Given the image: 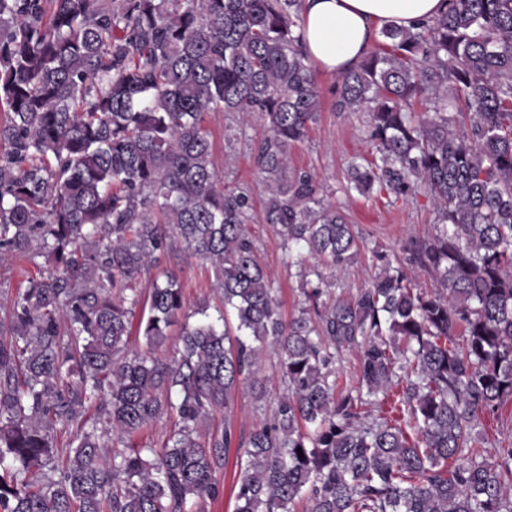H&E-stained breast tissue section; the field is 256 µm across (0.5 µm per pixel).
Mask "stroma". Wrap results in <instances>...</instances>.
I'll return each instance as SVG.
<instances>
[{
	"label": "stroma",
	"instance_id": "stroma-1",
	"mask_svg": "<svg viewBox=\"0 0 512 512\" xmlns=\"http://www.w3.org/2000/svg\"><path fill=\"white\" fill-rule=\"evenodd\" d=\"M318 81L322 92L320 111L307 138L292 148L290 166L316 175L327 199L345 210L356 235L363 242L353 263L331 275L335 294L345 295L364 285L379 271L378 253L388 254L396 264L407 262L409 241L432 238L436 214L422 197L397 201L383 194L366 197L355 192L343 193L350 162L358 156H369L371 148L366 140L363 116H341L334 111L330 93L333 76L322 73ZM209 129L214 144V162L225 184L247 190L254 211H261L266 189L254 166L252 148L266 132L262 120L252 118L244 127L236 115L223 113L210 120ZM249 231L255 241L259 262L271 273L279 288L282 316L289 319L298 315L304 305L301 293L303 266L285 264L282 240L270 226L255 222L250 224ZM167 271L177 274L188 308H196L202 302L217 303L210 265L186 256L179 249L160 256L157 266L143 275V287H150L156 277ZM259 375L267 389L264 408H256L249 389L242 388L236 392L231 410L217 411L211 419L215 426L231 421L239 441L246 439L258 424L270 417L273 404L283 391L280 361L274 351L264 353Z\"/></svg>",
	"mask_w": 512,
	"mask_h": 512
}]
</instances>
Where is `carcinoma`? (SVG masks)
Listing matches in <instances>:
<instances>
[{"instance_id": "obj_1", "label": "carcinoma", "mask_w": 512, "mask_h": 512, "mask_svg": "<svg viewBox=\"0 0 512 512\" xmlns=\"http://www.w3.org/2000/svg\"><path fill=\"white\" fill-rule=\"evenodd\" d=\"M445 2L333 88L372 147L346 190L433 206L411 264L435 288L385 260L344 298L314 269L286 320L207 120L265 121L262 221L288 264L353 262L344 211L288 166L320 105L303 0H0V259L38 268L0 320V512H205L233 431L203 428L242 385L262 403L269 347L285 388L242 444L235 512H512V443L476 431L512 401V0ZM176 245L213 269L217 315L190 320L173 272L140 308ZM175 326L177 355L151 356ZM163 416V446H138ZM358 358L354 352H344L336 361V383L339 391H346L357 385Z\"/></svg>"}]
</instances>
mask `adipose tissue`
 <instances>
[{
    "mask_svg": "<svg viewBox=\"0 0 512 512\" xmlns=\"http://www.w3.org/2000/svg\"><path fill=\"white\" fill-rule=\"evenodd\" d=\"M443 0H304V43L323 72L354 67L387 23L410 28L438 17Z\"/></svg>",
    "mask_w": 512,
    "mask_h": 512,
    "instance_id": "1",
    "label": "adipose tissue"
}]
</instances>
